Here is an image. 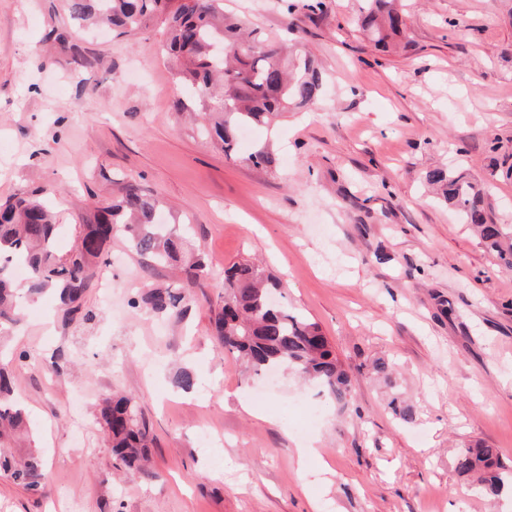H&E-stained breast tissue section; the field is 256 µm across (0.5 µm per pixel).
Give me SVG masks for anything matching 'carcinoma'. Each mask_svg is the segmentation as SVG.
I'll list each match as a JSON object with an SVG mask.
<instances>
[{
    "label": "carcinoma",
    "mask_w": 512,
    "mask_h": 512,
    "mask_svg": "<svg viewBox=\"0 0 512 512\" xmlns=\"http://www.w3.org/2000/svg\"><path fill=\"white\" fill-rule=\"evenodd\" d=\"M358 2L363 35L386 46L404 24L402 0ZM65 9L79 24L90 22L120 36L147 21L159 23L165 36L162 52L178 63L174 106L182 110L195 103L206 119L199 135L219 146L227 159L271 167L275 156L265 147L245 157L238 155L240 132L269 125L321 97L323 72L315 57L306 51L290 55L282 42L239 18L225 16L224 0H65ZM50 37L70 58L73 69L92 67L70 30L54 29ZM426 178L476 230L486 251L511 270L512 226L488 220L483 186L438 168ZM48 194L33 190L0 201V326L15 321L21 300L49 290L59 294L68 321H93L94 312L82 307L119 231L137 255L159 264H181L187 284L198 285L207 277L203 252L187 255L180 229L160 225L158 198L139 185L125 186L118 201L102 203L87 217L77 216L76 224L57 223L46 201ZM67 231L73 245L62 250L59 241ZM279 288L281 282L259 263H232L224 270V305L211 320L214 339L256 375L281 367L293 370L336 402L348 405L349 372L316 322L271 300ZM142 302L155 312L179 315L192 299L178 288L159 287L149 290ZM13 363L0 359V475L39 494L44 489L45 463L38 448L24 445L32 434V421L13 399ZM389 405L401 422L416 419L413 407L401 398L392 397ZM94 421L111 449L113 467L150 481L162 478L148 466L151 435L136 397L118 393L102 399ZM456 469L464 475L480 474L482 490L490 495L499 494L509 476L497 450L483 444L463 449Z\"/></svg>",
    "instance_id": "carcinoma-1"
}]
</instances>
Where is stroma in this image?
<instances>
[{
    "mask_svg": "<svg viewBox=\"0 0 512 512\" xmlns=\"http://www.w3.org/2000/svg\"><path fill=\"white\" fill-rule=\"evenodd\" d=\"M304 2L224 0L325 72L317 105L241 136L244 154L272 142L262 170L199 137L202 115L173 110L159 24L79 32L97 60L79 78L49 38L69 22L64 0H0V198L63 187L57 220L70 224L137 183L190 225L209 270L183 315L132 308L141 288L185 285L117 236L102 269L112 298H86L96 320L67 323L49 294L22 308L5 344L28 354L16 394L48 478L34 495L0 477V512L71 498L83 512H512V493L485 497L455 468L478 441L512 468V270L425 183L436 167L464 173L488 187L494 223L512 218V0H403L407 28L383 51L359 32L356 0L319 14ZM249 257L329 338L352 376L348 406L291 372L261 392L217 345L224 269ZM181 368L193 391L174 386ZM116 388L138 397L164 481L113 469L93 411ZM395 394L415 422L392 415ZM307 409L319 419L306 433Z\"/></svg>",
    "mask_w": 512,
    "mask_h": 512,
    "instance_id": "obj_1",
    "label": "stroma"
}]
</instances>
